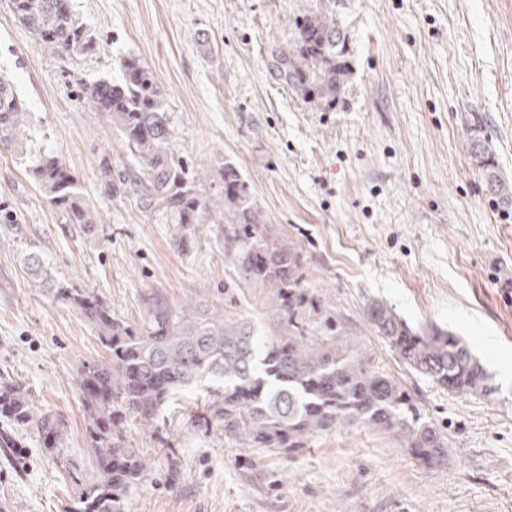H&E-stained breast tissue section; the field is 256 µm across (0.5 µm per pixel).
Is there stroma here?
<instances>
[{
  "instance_id": "stroma-1",
  "label": "stroma",
  "mask_w": 512,
  "mask_h": 512,
  "mask_svg": "<svg viewBox=\"0 0 512 512\" xmlns=\"http://www.w3.org/2000/svg\"><path fill=\"white\" fill-rule=\"evenodd\" d=\"M315 2L72 0L97 47L69 59L47 55L0 0V75L26 101L36 146L70 165L101 214L84 236L48 204L25 158L0 147V372L63 419L68 460L56 465L35 431L16 428L17 456H0V512H74L72 474L95 473L81 365L104 350L73 306L32 285L30 252L53 279L97 289L132 324L150 294L267 320L257 290L225 262L223 225L155 223L103 181V163L121 168L128 154L76 84L118 79L127 55L165 90L178 152L212 173L235 163L349 343L403 381L448 437L434 466L396 437L357 430L285 459L179 413L155 427L128 415L124 438L147 466L128 512H512V207L486 192L470 152L472 138L490 139L497 172L512 182V0H328L349 68L328 112L271 65ZM371 299L411 326L464 338L497 398L412 375L369 327Z\"/></svg>"
}]
</instances>
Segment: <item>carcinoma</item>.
Wrapping results in <instances>:
<instances>
[{
    "label": "carcinoma",
    "instance_id": "1",
    "mask_svg": "<svg viewBox=\"0 0 512 512\" xmlns=\"http://www.w3.org/2000/svg\"><path fill=\"white\" fill-rule=\"evenodd\" d=\"M14 16L44 51L82 57L93 39L72 0H10ZM294 21V32L272 54L279 79L321 109L336 105L347 65L345 36L324 0ZM121 76L80 83L83 104L109 118L130 157L118 173L122 189L144 212L164 224L224 225L225 261L238 278L260 289L275 327L266 329L224 315L186 312L154 294L144 300L145 316L133 326L112 316L94 288H68L45 271L37 253L28 254L32 280L54 300L74 306L95 331L106 360L82 365L80 390L87 434L98 478L78 495L76 512H127L131 495L146 477L139 452L126 446L122 415L159 421L179 397L203 389L196 426L220 424L238 444L272 454L292 455L317 438L350 429L393 434L426 465L442 462L448 440L410 389L380 371L340 336L339 320L320 294L308 287L297 248L261 223L255 192L229 161L218 185L202 190L198 169L173 146L164 89L151 69L134 56L119 60ZM25 101L13 83L0 78V144L26 157L47 202L66 223L93 236L100 215L78 188L76 176L59 157L30 150ZM488 141L473 140L487 187L505 207L512 185L489 161ZM365 316L372 330L413 373L455 393L499 392L494 376L455 334L416 329L391 306L373 300ZM0 451L17 447L14 426H29L49 448L60 443V421L35 410L30 395L0 374Z\"/></svg>",
    "mask_w": 512,
    "mask_h": 512
}]
</instances>
